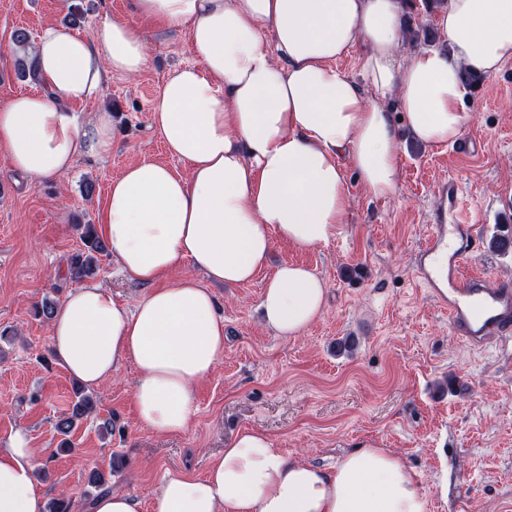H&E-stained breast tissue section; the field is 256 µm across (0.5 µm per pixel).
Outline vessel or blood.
Instances as JSON below:
<instances>
[{"label": "vessel or blood", "mask_w": 512, "mask_h": 512, "mask_svg": "<svg viewBox=\"0 0 512 512\" xmlns=\"http://www.w3.org/2000/svg\"><path fill=\"white\" fill-rule=\"evenodd\" d=\"M453 188H442L438 212L413 270L439 308L447 311L451 333L473 347L512 342V283L491 284L481 274L464 271L467 261L483 254L477 225L464 210L449 212Z\"/></svg>", "instance_id": "obj_1"}]
</instances>
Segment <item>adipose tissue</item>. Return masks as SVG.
I'll use <instances>...</instances> for the list:
<instances>
[{"label":"adipose tissue","mask_w":512,"mask_h":512,"mask_svg":"<svg viewBox=\"0 0 512 512\" xmlns=\"http://www.w3.org/2000/svg\"><path fill=\"white\" fill-rule=\"evenodd\" d=\"M402 0H133L137 16L186 29L192 65L170 76L152 108L169 154L189 177L142 161L113 180L100 232L123 278L148 285L135 304L87 280L60 302L50 345L86 387L125 363L137 377L136 416L160 434L184 431L193 388L224 356V318L213 293L165 275L191 262L210 281H251L274 240L309 248L349 219L342 165L350 159L373 197L398 188L392 113L430 145L457 141L471 119L462 71L495 75L512 60V0H445L437 23L446 50L401 64ZM361 50L362 78L337 68ZM36 54L43 91L0 107V144L17 172L52 180L78 158L112 152L113 120L79 123L106 73L135 75L148 61L141 26L104 22L98 40L48 28ZM282 66H275L272 55ZM326 288L309 269L281 264L261 299L265 324L299 335L322 313ZM36 453L25 431L0 448V512H45ZM151 512H427L428 497L400 459L367 446L325 470L292 460L260 430L240 431L204 477L168 473Z\"/></svg>","instance_id":"adipose-tissue-1"}]
</instances>
